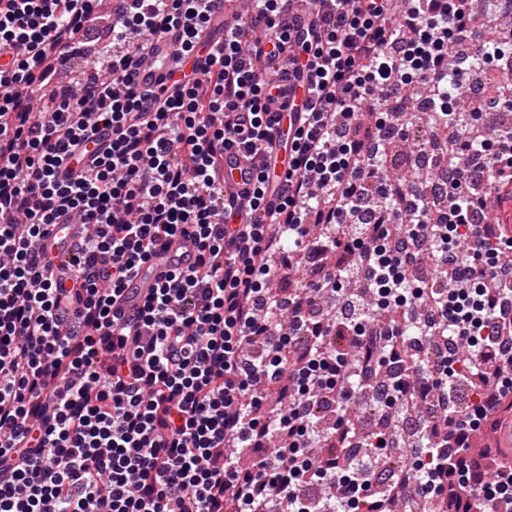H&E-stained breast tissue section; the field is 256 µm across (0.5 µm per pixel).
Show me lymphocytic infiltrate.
<instances>
[{
  "label": "lymphocytic infiltrate",
  "instance_id": "lymphocytic-infiltrate-1",
  "mask_svg": "<svg viewBox=\"0 0 512 512\" xmlns=\"http://www.w3.org/2000/svg\"><path fill=\"white\" fill-rule=\"evenodd\" d=\"M96 0H0V47L17 51L0 70V512H387L371 491L372 460L316 456L317 417L335 406L329 434L353 439L345 407L389 362L406 372L388 394L397 421L459 381L475 403L431 424L413 494L436 500L463 487L448 512L512 505V452L491 469L471 460L474 431L512 394V240L474 221L486 198L468 188L512 191V127L473 150L469 119L500 109L512 89L501 45L472 23L473 0H313L301 54L288 57L296 18L287 0H248L243 17L224 0V57L206 81L184 79L165 97L140 91L133 74L144 38L181 29L191 52L212 0H119L108 41L109 73L53 83L55 61L77 48ZM309 98L294 130L284 198L265 204V150L293 100L298 72ZM425 88L444 182L388 179L385 145L409 139L399 120ZM151 119L141 121L137 112ZM108 152L85 172L69 162L97 128ZM255 163L246 223L224 221V188L212 172L225 150ZM371 219L354 221L362 203ZM87 231L71 257L68 297L39 271V244L59 218ZM197 242L193 265L169 273L136 319L114 307L126 278L182 232ZM291 236L302 281L280 297L270 253ZM111 268L100 272L98 258ZM356 278L371 305L328 319L315 308ZM399 311L388 339L367 336L371 309ZM428 358L396 346L409 326ZM248 449L249 466L228 454ZM330 487L325 498L306 487Z\"/></svg>",
  "mask_w": 512,
  "mask_h": 512
}]
</instances>
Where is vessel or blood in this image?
Instances as JSON below:
<instances>
[{"mask_svg":"<svg viewBox=\"0 0 512 512\" xmlns=\"http://www.w3.org/2000/svg\"><path fill=\"white\" fill-rule=\"evenodd\" d=\"M223 54L224 5L222 0H216L210 21L190 54H183L177 32L152 37L133 79L141 91L158 94L176 87L187 75L199 80L205 79L208 71L217 66ZM288 162V151L279 138L274 141L270 153L267 191L269 203H277L279 199L280 187L288 175ZM253 178L252 165L245 153L225 151L224 161L216 171V179L224 186L226 201L238 202L248 197L252 191ZM492 215L500 233L505 238L512 239V200L504 197L495 202ZM82 235V225L74 222L63 227H49L42 241L45 260L41 264V271L52 282H69L71 270L68 261ZM196 252V242L188 233L180 235L172 247L157 250L136 275L127 281L118 305L122 319L134 318L151 288L156 287L173 269L190 266Z\"/></svg>","mask_w":512,"mask_h":512,"instance_id":"obj_1","label":"vessel or blood"}]
</instances>
